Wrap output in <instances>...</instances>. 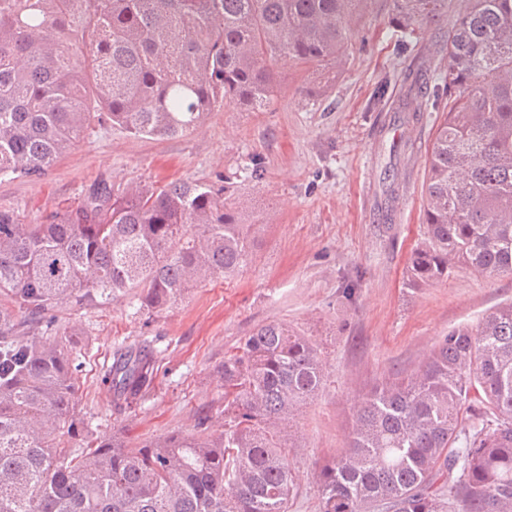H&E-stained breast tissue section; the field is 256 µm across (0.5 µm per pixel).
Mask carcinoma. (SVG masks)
I'll use <instances>...</instances> for the list:
<instances>
[{"instance_id":"carcinoma-1","label":"carcinoma","mask_w":512,"mask_h":512,"mask_svg":"<svg viewBox=\"0 0 512 512\" xmlns=\"http://www.w3.org/2000/svg\"><path fill=\"white\" fill-rule=\"evenodd\" d=\"M367 2L0 0V177L40 178L105 122L170 138L226 103L260 111L278 58L335 65ZM441 2L395 0L398 21L412 30ZM445 50L421 284L456 265L512 274V0H464ZM250 255L241 203L191 182L100 181L39 224L0 210V512H288L281 426L324 376L307 337L259 326L221 366L224 430L139 444L83 427L74 342L44 339L63 303L133 290L162 311ZM153 371L128 351L104 380L132 402ZM318 473L320 512H512V303L362 397Z\"/></svg>"}]
</instances>
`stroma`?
Listing matches in <instances>:
<instances>
[{"label":"stroma","mask_w":512,"mask_h":512,"mask_svg":"<svg viewBox=\"0 0 512 512\" xmlns=\"http://www.w3.org/2000/svg\"><path fill=\"white\" fill-rule=\"evenodd\" d=\"M460 4L445 0L406 54L394 0H368L346 63L322 70L279 60L264 111L228 104L191 134L164 139L98 126L41 178H0V208L31 223L76 205L100 180L225 187L246 207L251 259L234 276L201 282L159 313L131 292L55 311L75 336L82 416L95 436L138 443L192 433L206 411L208 429H223L225 357L258 326L287 324L326 366L320 391L282 432L297 480L289 512H319L312 475L345 447L362 395L414 374L449 331L512 302L507 273L461 266L417 284L409 272L427 240V157L445 115L436 99L448 67L440 45ZM416 82L427 88L417 115L401 109ZM127 348L155 361L150 388L131 404L103 380Z\"/></svg>","instance_id":"obj_1"}]
</instances>
